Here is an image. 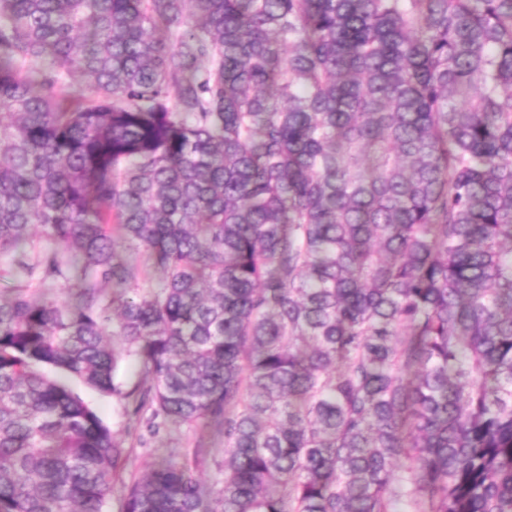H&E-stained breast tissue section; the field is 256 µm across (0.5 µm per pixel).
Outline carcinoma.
I'll return each instance as SVG.
<instances>
[{
  "label": "carcinoma",
  "mask_w": 512,
  "mask_h": 512,
  "mask_svg": "<svg viewBox=\"0 0 512 512\" xmlns=\"http://www.w3.org/2000/svg\"><path fill=\"white\" fill-rule=\"evenodd\" d=\"M4 255L0 512H512V0H0ZM72 385L97 409L112 432L121 438L126 446H133L134 451L126 465V480L131 474H137L159 457L166 455L168 448H182L181 451H185L197 448L202 441L204 448H214L211 450L214 457L221 459L223 455L224 437L211 428L184 427L179 434H154L145 421L140 424L129 423L124 402L119 397L101 396L79 384ZM128 426H130L129 429Z\"/></svg>",
  "instance_id": "cac0c4a2"
}]
</instances>
